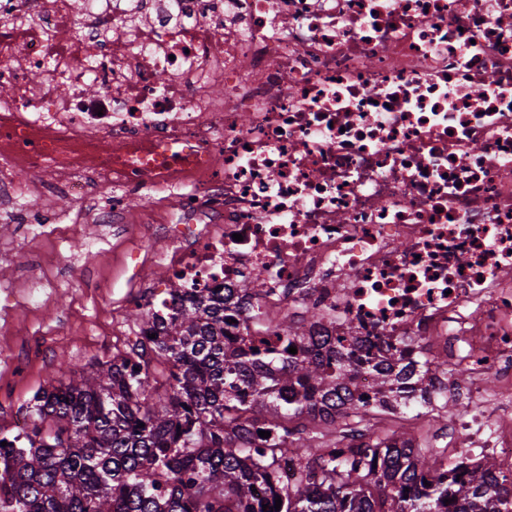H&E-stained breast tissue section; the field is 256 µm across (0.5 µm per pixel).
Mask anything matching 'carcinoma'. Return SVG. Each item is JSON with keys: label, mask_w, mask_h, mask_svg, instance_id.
<instances>
[{"label": "carcinoma", "mask_w": 512, "mask_h": 512, "mask_svg": "<svg viewBox=\"0 0 512 512\" xmlns=\"http://www.w3.org/2000/svg\"><path fill=\"white\" fill-rule=\"evenodd\" d=\"M228 304L207 288L140 305L144 335L39 389L40 423L0 427V512H512L494 458L374 429L412 402L400 358L374 363L372 407L350 391L347 337L310 335L317 311L271 325L309 345L295 358L228 335Z\"/></svg>", "instance_id": "obj_1"}]
</instances>
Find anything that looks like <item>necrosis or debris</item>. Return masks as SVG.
Instances as JSON below:
<instances>
[{
    "label": "necrosis or debris",
    "instance_id": "4bbe7bcc",
    "mask_svg": "<svg viewBox=\"0 0 512 512\" xmlns=\"http://www.w3.org/2000/svg\"><path fill=\"white\" fill-rule=\"evenodd\" d=\"M96 189L178 199L149 304L263 271L227 330L319 309L372 402L397 351L446 396L440 349L512 469V0H0V199Z\"/></svg>",
    "mask_w": 512,
    "mask_h": 512
}]
</instances>
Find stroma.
I'll list each match as a JSON object with an SVG mask.
<instances>
[{"label":"stroma","instance_id":"1","mask_svg":"<svg viewBox=\"0 0 512 512\" xmlns=\"http://www.w3.org/2000/svg\"><path fill=\"white\" fill-rule=\"evenodd\" d=\"M163 208L142 200L131 204L126 225L101 229L90 224L60 225L49 236H27L23 225L0 227V241L13 240L8 261H0V283L12 288L24 286L30 266L50 253H61V260L50 269L45 293L37 301L17 297L13 324L0 343L16 356H30L27 377L15 385L7 384V373L0 369V425L11 428L26 417V407L34 394L50 379L61 377L74 365L111 359L113 351L123 348L133 337L136 323L133 303L127 302L130 253L133 242L129 226L158 222ZM101 233L95 252H87V236ZM108 288H98L99 280ZM462 412L458 401H450L447 411L421 415L410 405L401 415L385 417L383 423L420 436L439 431Z\"/></svg>","mask_w":512,"mask_h":512}]
</instances>
